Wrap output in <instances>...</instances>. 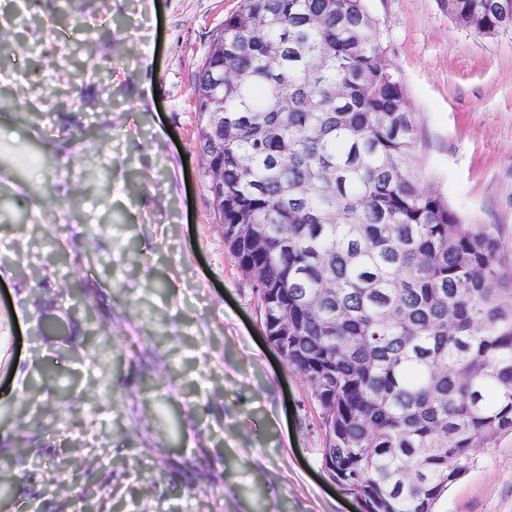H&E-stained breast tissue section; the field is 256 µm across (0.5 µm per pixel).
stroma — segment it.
Returning <instances> with one entry per match:
<instances>
[{
  "label": "stroma",
  "instance_id": "stroma-1",
  "mask_svg": "<svg viewBox=\"0 0 512 512\" xmlns=\"http://www.w3.org/2000/svg\"><path fill=\"white\" fill-rule=\"evenodd\" d=\"M75 4L78 37L54 0H0V512H361L323 473L311 388L263 335L196 144L195 77L239 0ZM369 7L419 163L512 256V34L445 0ZM76 47V101L49 109L42 77ZM438 512H512V436Z\"/></svg>",
  "mask_w": 512,
  "mask_h": 512
}]
</instances>
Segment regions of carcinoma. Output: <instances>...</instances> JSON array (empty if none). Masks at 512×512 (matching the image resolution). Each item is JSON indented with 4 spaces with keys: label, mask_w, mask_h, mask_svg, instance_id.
Listing matches in <instances>:
<instances>
[{
    "label": "carcinoma",
    "mask_w": 512,
    "mask_h": 512,
    "mask_svg": "<svg viewBox=\"0 0 512 512\" xmlns=\"http://www.w3.org/2000/svg\"><path fill=\"white\" fill-rule=\"evenodd\" d=\"M494 37L512 0H447ZM224 59V242L303 374L323 457L365 512H438L479 448L512 434V275L416 163V113L367 0H241Z\"/></svg>",
    "instance_id": "cac0c4a2"
}]
</instances>
